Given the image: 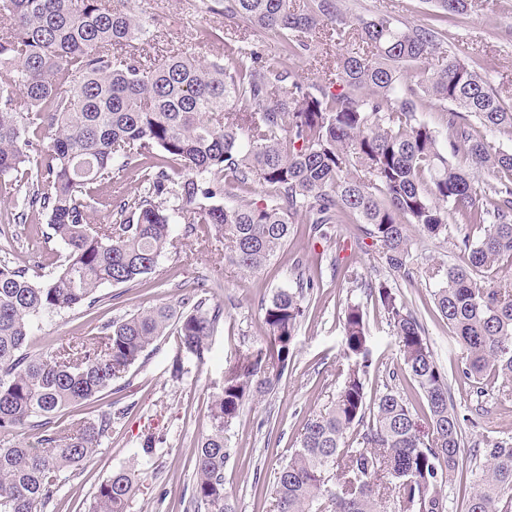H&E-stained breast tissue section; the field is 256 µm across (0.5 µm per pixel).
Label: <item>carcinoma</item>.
<instances>
[{
	"label": "carcinoma",
	"mask_w": 512,
	"mask_h": 512,
	"mask_svg": "<svg viewBox=\"0 0 512 512\" xmlns=\"http://www.w3.org/2000/svg\"><path fill=\"white\" fill-rule=\"evenodd\" d=\"M341 0H212L208 9L280 37L283 56L240 47L201 62L191 50L161 57L139 52L154 18L125 0H0V200L15 220L47 217L65 259L47 275L0 264V435H37L0 444V512H47L77 478L117 416L60 425L121 379L158 338L176 336L196 356L223 318L205 292L114 319L81 346L28 351L45 313L91 308L98 288L128 285L156 272L172 247V225L203 243L222 239L224 258L246 272L270 260L309 225L356 223L389 269L407 268L409 228L448 241V224L483 229L461 259L434 267L438 312L467 349L462 373L481 395L512 381V151L485 132L512 133L505 106L466 52L440 51L447 32L400 25L388 13L352 16ZM464 15L468 0H430ZM331 31L358 40L336 72L303 79L285 57L310 45L291 38ZM445 106V139L417 117L418 103ZM185 171L174 178L170 171ZM133 173L134 190L125 188ZM115 189L112 197L98 186ZM269 200L252 199L253 187ZM235 204L224 205V196ZM181 205L171 207L170 199ZM104 220L89 221L92 210ZM313 279L280 289L264 305L268 347L241 356L212 395L210 432L194 451L196 482L187 512H236L224 488L230 450L224 434L244 403L272 393L305 318ZM370 296L398 339L401 367L426 401L427 429L393 389L366 401L369 336L363 309L342 320L347 358L336 398L304 423L276 472V512H446V487L459 469L461 422L423 325L385 280ZM465 512H512V442L476 450ZM139 490L119 470L85 512H126Z\"/></svg>",
	"instance_id": "obj_1"
}]
</instances>
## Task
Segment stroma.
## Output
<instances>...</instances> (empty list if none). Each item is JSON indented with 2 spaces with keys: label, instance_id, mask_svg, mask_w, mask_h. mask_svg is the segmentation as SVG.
Segmentation results:
<instances>
[{
  "label": "stroma",
  "instance_id": "1",
  "mask_svg": "<svg viewBox=\"0 0 512 512\" xmlns=\"http://www.w3.org/2000/svg\"><path fill=\"white\" fill-rule=\"evenodd\" d=\"M129 8L160 19L146 49L162 55L172 49L195 46L197 31L219 29L220 40L196 48L205 61L236 51L240 38L277 52L280 42L263 32L241 34L226 26L223 14L207 11L203 0H127ZM354 15L389 12L404 24H433L448 32L443 50L473 48L474 67L507 106L512 107V0H471L468 14L440 16L430 0H343ZM346 44L312 40L309 52L288 59L290 69L302 78L316 80L335 70L336 59ZM14 206L0 201V263L26 267L46 274L59 265L64 247L46 241L47 218L32 216L26 223H7ZM176 251L167 252L158 271L133 288L103 285L99 304L41 317L29 339L38 351L90 335L93 328L112 319L162 304L176 303L183 295L203 287L224 306V317L202 356L179 350L173 336L151 345L113 383L87 405L66 411L65 421L93 418L108 410H125L96 457L77 479L66 483L55 507L48 512H84L98 487L112 472L132 468L139 473V490L127 512H185L196 481L193 454L199 438L210 430L211 395L224 382V371L240 355L266 345L262 307L274 292L296 285L298 272L319 278L320 288L306 297V315L293 340V355L275 392L247 402L229 431L230 459L224 468V487L237 512H274L273 484L301 428L313 412L336 396L341 384L336 373L346 361L342 314L347 303L360 305L367 314L372 362L366 380L368 398L385 387L406 395L416 410L425 399L409 377L400 372L396 337L368 294V282L385 280L403 296L422 322L435 360L448 377V388L459 415L463 416L461 458L463 465L449 482L448 512H463L469 494L474 450L488 440L512 438V384L488 399H481L462 367L467 351L437 312L432 267L458 261L456 248L463 237L479 238L468 224L449 227L447 243L410 230L409 275L390 270L379 258L371 239L359 225L334 224L326 238L309 236L305 225L296 224L288 244L260 270L247 273L225 262L223 251L203 250L195 237L175 225ZM306 267L297 270L296 258ZM119 302H110L112 294ZM162 437L152 457L140 449L144 436Z\"/></svg>",
  "mask_w": 512,
  "mask_h": 512
}]
</instances>
